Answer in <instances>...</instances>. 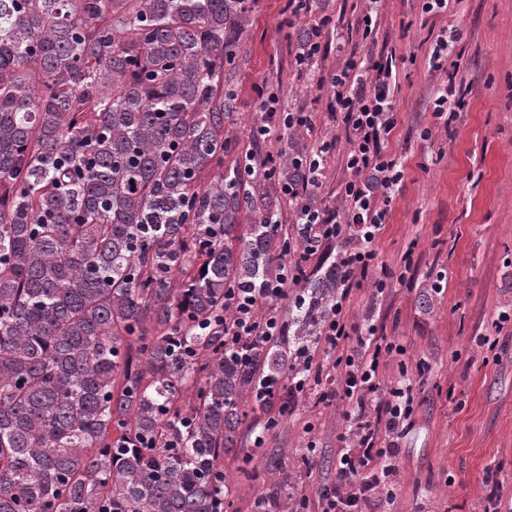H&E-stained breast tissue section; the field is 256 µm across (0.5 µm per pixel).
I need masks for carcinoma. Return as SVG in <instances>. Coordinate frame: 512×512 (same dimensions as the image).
<instances>
[{"label":"carcinoma","instance_id":"carcinoma-1","mask_svg":"<svg viewBox=\"0 0 512 512\" xmlns=\"http://www.w3.org/2000/svg\"><path fill=\"white\" fill-rule=\"evenodd\" d=\"M248 0H0V512H228L224 452L294 402L346 280L224 347V299L288 262L276 168L230 130ZM210 180H205V177ZM291 495L262 503L286 512Z\"/></svg>","mask_w":512,"mask_h":512}]
</instances>
